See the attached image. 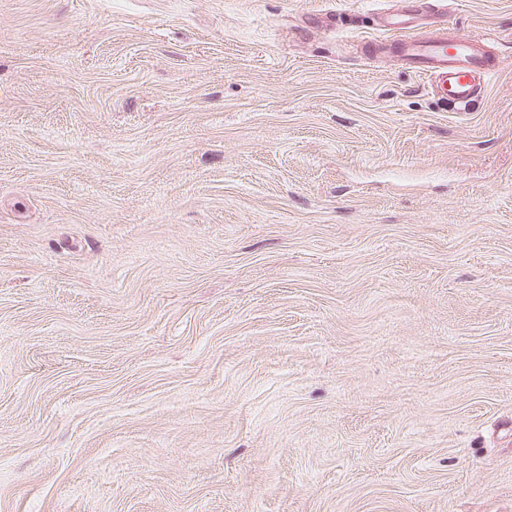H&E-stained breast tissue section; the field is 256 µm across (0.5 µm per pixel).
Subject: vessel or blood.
Here are the masks:
<instances>
[{
	"instance_id": "1",
	"label": "vessel or blood",
	"mask_w": 512,
	"mask_h": 512,
	"mask_svg": "<svg viewBox=\"0 0 512 512\" xmlns=\"http://www.w3.org/2000/svg\"><path fill=\"white\" fill-rule=\"evenodd\" d=\"M384 28L401 32L400 59L424 75L440 98L458 106H467L477 94L476 80L491 76L493 70L486 55L471 43L449 39L447 27L435 24L421 37L411 35L412 17L406 11L383 15Z\"/></svg>"
}]
</instances>
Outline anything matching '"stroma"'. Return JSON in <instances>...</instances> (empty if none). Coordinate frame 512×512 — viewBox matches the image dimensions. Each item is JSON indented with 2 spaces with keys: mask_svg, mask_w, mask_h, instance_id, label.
<instances>
[{
  "mask_svg": "<svg viewBox=\"0 0 512 512\" xmlns=\"http://www.w3.org/2000/svg\"><path fill=\"white\" fill-rule=\"evenodd\" d=\"M402 5L0 0V512H512V0ZM434 24V23H433ZM400 59L424 75L441 99L466 107L476 97V79H488V57L469 42L448 39V27L434 24L422 37L401 35Z\"/></svg>",
  "mask_w": 512,
  "mask_h": 512,
  "instance_id": "35a3bbf8",
  "label": "stroma"
}]
</instances>
